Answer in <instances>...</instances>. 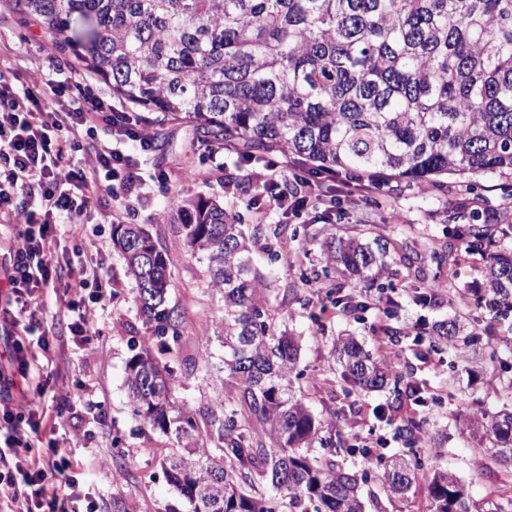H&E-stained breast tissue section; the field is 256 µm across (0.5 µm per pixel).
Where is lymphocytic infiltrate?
<instances>
[{
	"instance_id": "lymphocytic-infiltrate-1",
	"label": "lymphocytic infiltrate",
	"mask_w": 512,
	"mask_h": 512,
	"mask_svg": "<svg viewBox=\"0 0 512 512\" xmlns=\"http://www.w3.org/2000/svg\"><path fill=\"white\" fill-rule=\"evenodd\" d=\"M107 136H96L99 125ZM152 133L133 112L115 105L87 79L63 75L56 58L23 82L0 75V464L15 478L0 481V512H98L81 479L83 463L65 450L75 437L52 418L42 397L51 377L41 356L47 335L32 315L39 295L61 292L68 329L80 343L95 335L96 306L112 278L99 253L82 252L73 272L61 250L59 218L80 225L103 197L116 209L137 195L134 153H150ZM51 432L48 449L31 454Z\"/></svg>"
}]
</instances>
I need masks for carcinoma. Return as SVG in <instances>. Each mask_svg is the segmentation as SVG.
<instances>
[{"label":"carcinoma","mask_w":512,"mask_h":512,"mask_svg":"<svg viewBox=\"0 0 512 512\" xmlns=\"http://www.w3.org/2000/svg\"><path fill=\"white\" fill-rule=\"evenodd\" d=\"M57 47L112 86V97L148 123L185 121L205 147L236 150L243 162L280 155L302 174L357 172L376 184L442 175L502 181V202L458 199L449 233L482 259L475 302L512 313V0H14ZM171 223L191 255L206 262L207 291L222 307L204 344L222 348L224 380L194 409L174 394L184 314L169 303L170 258L141 224H114V244L135 286L149 335L127 362L135 415L173 440L161 462L189 512H365L359 474L336 454L371 459L388 497L409 501L426 473L432 512H471L453 472H427L413 448L425 439L424 390L377 359L354 336L334 342L345 381L361 392L391 390L377 417L401 414L408 452L386 456L346 441L294 389L299 337L279 330L253 251L263 225L202 197L175 196ZM391 242L329 235L327 262L370 288ZM345 312L362 293H325ZM432 347L461 336L440 320ZM476 448L512 469V411L470 419Z\"/></svg>","instance_id":"obj_1"}]
</instances>
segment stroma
Segmentation results:
<instances>
[{
    "mask_svg": "<svg viewBox=\"0 0 512 512\" xmlns=\"http://www.w3.org/2000/svg\"><path fill=\"white\" fill-rule=\"evenodd\" d=\"M54 55L59 56L52 38L36 22L19 15L13 0H0V70L22 76L41 69ZM156 131L164 137L167 148L141 158V191L118 219L125 224L146 225L171 257L170 299L186 319L184 354L196 356L203 351L202 336L220 302L204 291L205 261L191 257L165 219L175 192L185 198L217 201L238 212L243 223L264 225L265 242L292 238L289 255L262 260L259 269L272 290L270 307L278 328L288 329L301 339L297 369L302 377L295 388L321 420L341 413L339 426L344 439L363 443L379 439L389 454L403 449L398 420L381 421L374 415L385 403L386 393L345 394L340 366L332 354L333 342L340 336H357L376 356L382 354L385 345H393L398 365L406 367L410 380L425 390L427 402L422 411L432 422V435L443 438L441 447L419 448V455L427 466L450 469L465 482L474 512L497 498L501 486L512 476L490 458L475 455L464 419L481 409L494 413L508 401L505 388L512 383V321L467 303L469 286L481 278L478 257L452 252L447 270L428 263L416 269L400 260L401 243H415L421 251L447 244L446 216L457 200L460 179H445L440 187L427 181H394L367 193L359 190L354 177L339 172L319 177L316 183L322 199L342 200V213L329 214L311 207L284 214L263 203L252 204L251 199L256 185L288 183L286 170L270 169L264 162L240 163L236 152L229 150L216 156L208 154L192 128L177 121L157 126ZM114 219L112 201L103 199L76 240L82 249H99L112 275V293L98 308V333L91 350H83L72 339L68 317L55 295L43 298L40 316L51 332V370L78 391L76 397L63 403L51 392L46 401L61 405L63 419L80 434L77 448L84 462L83 478L93 495L103 499L106 512H186L185 503L167 484L160 468L171 446L169 438L144 426L133 414L128 398L126 365L131 345L144 336L145 326L125 261L114 247ZM331 229L362 240L381 234L394 242L388 269L381 278L393 307L374 305L352 314L331 308L320 325L312 324L308 310L294 300V288H301L303 295L312 298L321 287L350 292L356 286L355 281L337 274L317 287L299 285L300 272L325 265L326 256L315 236ZM436 279L444 281V288L427 296L429 284ZM445 319L459 320L481 343L497 347V361L474 360L448 349L437 352L430 349L428 339L418 338V331ZM391 329L399 333L397 342H390L387 336ZM365 490L370 494L368 512L432 510L423 479L407 503L388 501L373 479Z\"/></svg>",
    "mask_w": 512,
    "mask_h": 512,
    "instance_id": "obj_1",
    "label": "stroma"
}]
</instances>
